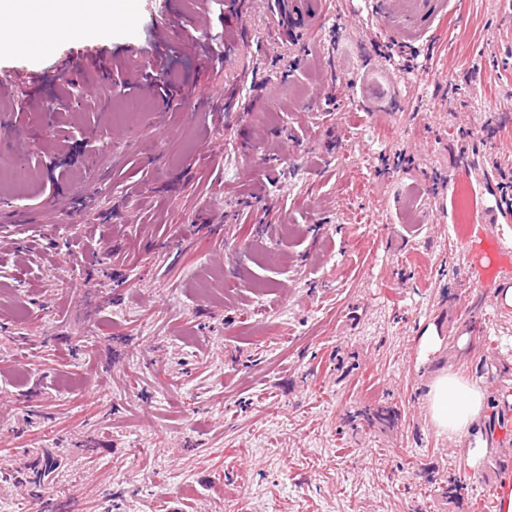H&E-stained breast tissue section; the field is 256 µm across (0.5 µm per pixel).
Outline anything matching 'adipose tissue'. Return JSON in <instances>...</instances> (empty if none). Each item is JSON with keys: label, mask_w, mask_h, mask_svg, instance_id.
<instances>
[{"label": "adipose tissue", "mask_w": 512, "mask_h": 512, "mask_svg": "<svg viewBox=\"0 0 512 512\" xmlns=\"http://www.w3.org/2000/svg\"><path fill=\"white\" fill-rule=\"evenodd\" d=\"M134 10L135 0H25L7 39L20 51L36 53L46 40L74 35L89 20L124 23ZM426 402L437 435L464 438L481 418L487 397L481 388L443 371L432 378Z\"/></svg>", "instance_id": "obj_1"}]
</instances>
